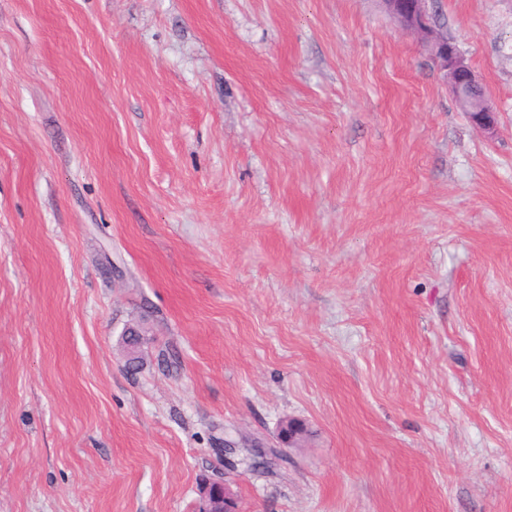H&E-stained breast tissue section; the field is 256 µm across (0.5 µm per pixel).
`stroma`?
Segmentation results:
<instances>
[{
    "label": "stroma",
    "instance_id": "obj_1",
    "mask_svg": "<svg viewBox=\"0 0 512 512\" xmlns=\"http://www.w3.org/2000/svg\"><path fill=\"white\" fill-rule=\"evenodd\" d=\"M434 10L494 138L374 0H0V512H512V0ZM292 420H288L285 424H282V426L279 429V432L276 436V444L273 446H265L264 444L255 442L254 444H250L248 446L252 448H261L256 451H254V457L258 460H254V464L257 466H262L263 468L269 466L272 462L275 463L277 461V457L273 455L272 450L275 448H288L292 447L293 440L289 438V423ZM287 423H288V437L287 434L284 432L285 429H287ZM267 448V449H265ZM281 450V449H280Z\"/></svg>",
    "mask_w": 512,
    "mask_h": 512
}]
</instances>
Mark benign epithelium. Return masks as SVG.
I'll return each mask as SVG.
<instances>
[{
	"label": "benign epithelium",
	"mask_w": 512,
	"mask_h": 512,
	"mask_svg": "<svg viewBox=\"0 0 512 512\" xmlns=\"http://www.w3.org/2000/svg\"><path fill=\"white\" fill-rule=\"evenodd\" d=\"M382 11L396 21L400 28L415 36L432 58L435 65L446 72L448 84L458 99L471 100L476 107L468 113L474 127L486 138L497 134V110L471 65L470 60L460 50L456 42L448 39L446 32L434 23V16L428 8V0H378ZM287 425H282L276 436V446L254 443L256 448L254 464L267 467L277 461L273 448H288L292 439L285 433Z\"/></svg>",
	"instance_id": "7a95c632"
}]
</instances>
